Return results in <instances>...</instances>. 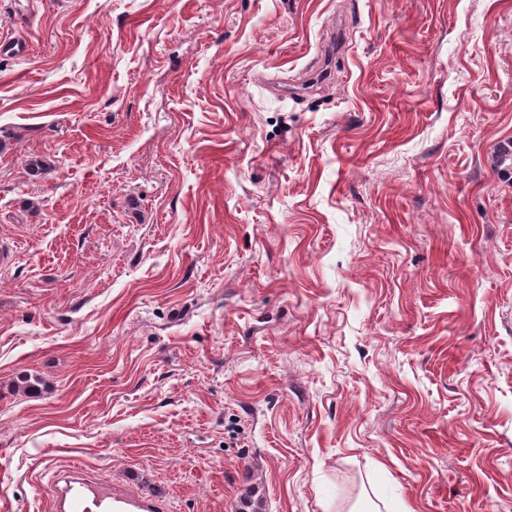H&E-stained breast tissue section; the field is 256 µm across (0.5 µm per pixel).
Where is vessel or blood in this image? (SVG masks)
I'll list each match as a JSON object with an SVG mask.
<instances>
[{
	"label": "vessel or blood",
	"instance_id": "obj_1",
	"mask_svg": "<svg viewBox=\"0 0 512 512\" xmlns=\"http://www.w3.org/2000/svg\"><path fill=\"white\" fill-rule=\"evenodd\" d=\"M51 512H158L157 503L80 465L55 471Z\"/></svg>",
	"mask_w": 512,
	"mask_h": 512
}]
</instances>
